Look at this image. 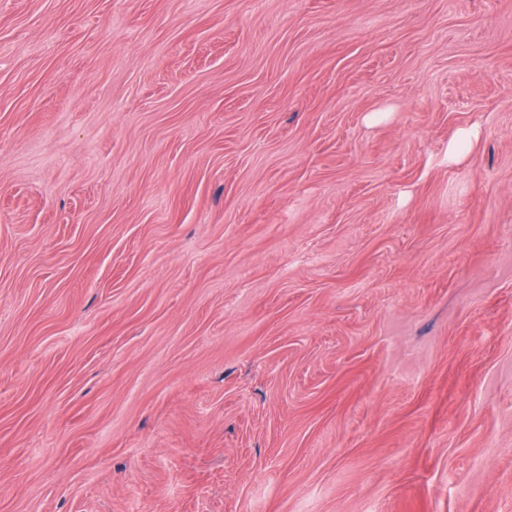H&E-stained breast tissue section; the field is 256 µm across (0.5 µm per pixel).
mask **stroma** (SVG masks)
<instances>
[{
    "label": "stroma",
    "instance_id": "stroma-1",
    "mask_svg": "<svg viewBox=\"0 0 512 512\" xmlns=\"http://www.w3.org/2000/svg\"><path fill=\"white\" fill-rule=\"evenodd\" d=\"M0 512H512V0H0Z\"/></svg>",
    "mask_w": 512,
    "mask_h": 512
}]
</instances>
